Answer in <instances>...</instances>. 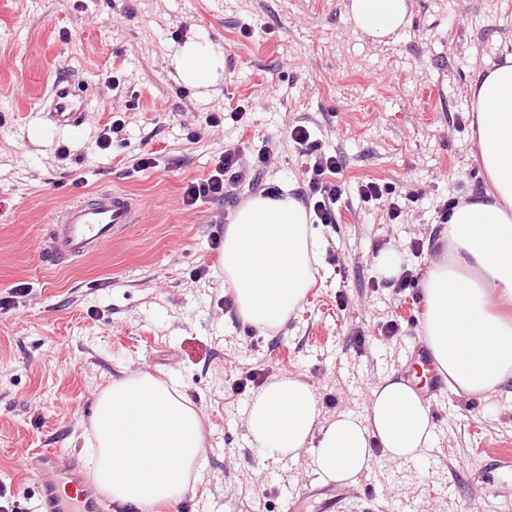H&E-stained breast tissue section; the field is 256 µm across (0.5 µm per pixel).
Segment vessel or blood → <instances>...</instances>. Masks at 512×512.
Wrapping results in <instances>:
<instances>
[{"instance_id":"obj_1","label":"vessel or blood","mask_w":512,"mask_h":512,"mask_svg":"<svg viewBox=\"0 0 512 512\" xmlns=\"http://www.w3.org/2000/svg\"><path fill=\"white\" fill-rule=\"evenodd\" d=\"M50 98L51 110L60 125L77 126L83 122L86 102L71 80L54 82ZM143 210L144 203L137 195L118 190L69 202L57 212L50 227L52 259L72 261L96 253L130 225L140 223ZM403 373L426 406H434L448 391L421 346H413ZM60 457V451L55 450L34 460L32 469L38 478L41 512H112V503L101 499L85 476L70 472L68 482L62 484L47 474L48 465L58 463ZM357 492L353 485H333L317 478L303 491L286 493L285 512H307L305 501L311 497L320 501L318 512H346L348 501Z\"/></svg>"}]
</instances>
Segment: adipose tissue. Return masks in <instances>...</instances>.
Returning a JSON list of instances; mask_svg holds the SVG:
<instances>
[{"label": "adipose tissue", "instance_id": "1", "mask_svg": "<svg viewBox=\"0 0 512 512\" xmlns=\"http://www.w3.org/2000/svg\"><path fill=\"white\" fill-rule=\"evenodd\" d=\"M354 31L387 42L405 28L413 0H343ZM223 60L208 45L185 44L183 83L210 86ZM476 114L486 195L460 202L437 242L443 257L424 279L423 340L455 389L484 393L512 378V55L468 87ZM324 244L312 215L291 192L251 198L224 228V285L239 319L262 331L283 329L305 300ZM250 443L277 459L309 453L327 482H347L378 458L420 457L434 435L431 412L415 389L383 377L365 413L320 421L313 388L282 375L253 396L244 419ZM205 452L201 419L176 382L139 371L97 394L89 460L98 488L113 503L151 512L179 501Z\"/></svg>", "mask_w": 512, "mask_h": 512}]
</instances>
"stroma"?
I'll use <instances>...</instances> for the list:
<instances>
[{
    "mask_svg": "<svg viewBox=\"0 0 512 512\" xmlns=\"http://www.w3.org/2000/svg\"><path fill=\"white\" fill-rule=\"evenodd\" d=\"M185 41L221 54L215 85L177 80ZM509 54L512 0H415L386 44L353 32L342 0H0V498L38 512L27 464L44 451L67 450L88 469V406L100 386L143 369L175 379L202 418L205 453L183 497L191 512H283V488L303 489L314 474L306 458L253 449L248 405L287 374L313 387L322 418L364 413L421 343L423 290L375 283L374 258L397 249L424 279L444 204L487 190L467 90ZM63 75L88 94L77 128L51 119L50 88ZM112 75L118 88L105 83ZM130 99L137 109H126ZM241 101L251 104L241 122L208 127L212 110ZM115 120L122 132L98 149ZM292 125L343 157L346 205L335 227L317 228L325 248L303 307L264 332L225 305L216 247L251 191L193 207L183 194L243 141L276 155L263 184L303 194ZM191 128L202 132L194 144ZM144 151L158 165L134 172ZM368 179L413 194L400 223L352 195ZM112 189L142 198V223L90 257L53 261L58 209ZM395 315L389 340L379 328ZM431 415L424 456L379 459L357 476L350 512H512V379L486 393L448 391Z\"/></svg>",
    "mask_w": 512,
    "mask_h": 512,
    "instance_id": "obj_1",
    "label": "stroma"
}]
</instances>
